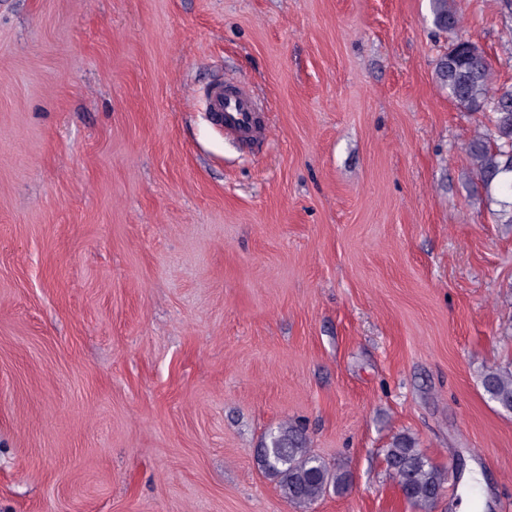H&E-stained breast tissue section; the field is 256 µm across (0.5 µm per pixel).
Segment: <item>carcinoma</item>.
Returning <instances> with one entry per match:
<instances>
[{
    "label": "carcinoma",
    "instance_id": "1",
    "mask_svg": "<svg viewBox=\"0 0 512 512\" xmlns=\"http://www.w3.org/2000/svg\"><path fill=\"white\" fill-rule=\"evenodd\" d=\"M434 24L441 30L460 25L454 0H431ZM458 38L438 61L436 75L448 96L464 111L488 115L492 128L474 137L466 147L475 179L489 193L496 189L512 195V86H492L491 62L483 52L462 47ZM481 385L500 409L512 413V369H490ZM387 467L404 498L418 512H432L448 481V472L424 456L413 438L401 435L385 450ZM265 474L278 481L283 495L309 509L329 491L346 489L351 476L332 469L307 448L298 427L280 426L270 431L257 450Z\"/></svg>",
    "mask_w": 512,
    "mask_h": 512
}]
</instances>
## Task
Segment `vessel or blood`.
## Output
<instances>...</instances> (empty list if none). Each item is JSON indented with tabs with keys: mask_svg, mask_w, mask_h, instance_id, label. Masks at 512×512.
I'll return each mask as SVG.
<instances>
[{
	"mask_svg": "<svg viewBox=\"0 0 512 512\" xmlns=\"http://www.w3.org/2000/svg\"><path fill=\"white\" fill-rule=\"evenodd\" d=\"M207 108L213 123L235 139L257 141L262 136L259 122L261 107L253 93L242 85L214 86Z\"/></svg>",
	"mask_w": 512,
	"mask_h": 512,
	"instance_id": "vessel-or-blood-1",
	"label": "vessel or blood"
}]
</instances>
